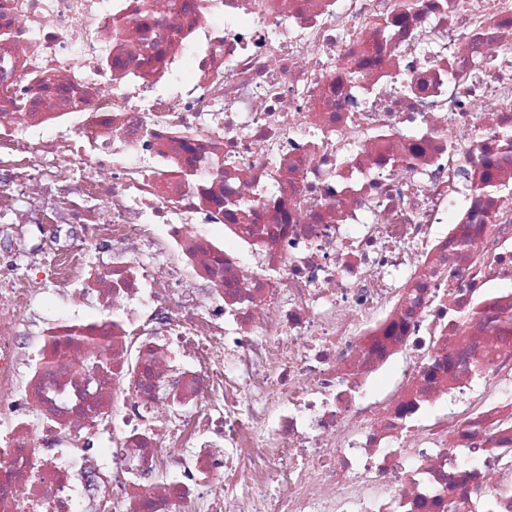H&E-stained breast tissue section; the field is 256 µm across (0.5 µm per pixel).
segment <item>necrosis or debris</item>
<instances>
[{"label": "necrosis or debris", "instance_id": "4bbe7bcc", "mask_svg": "<svg viewBox=\"0 0 512 512\" xmlns=\"http://www.w3.org/2000/svg\"><path fill=\"white\" fill-rule=\"evenodd\" d=\"M502 186L512 0H0V512H512ZM40 228L35 236L24 233L22 236L3 234L0 237V276L14 279H27L32 276V261L41 251L50 253L69 245L83 242L88 234L84 224H37ZM24 252L28 262L15 255ZM50 288L46 295L44 304L36 306L26 316L27 327L22 336L19 337V345L23 351H29L33 348L37 336H42V320L46 315H64L68 311L66 301L51 288L53 285L47 281L46 287Z\"/></svg>", "mask_w": 512, "mask_h": 512}]
</instances>
